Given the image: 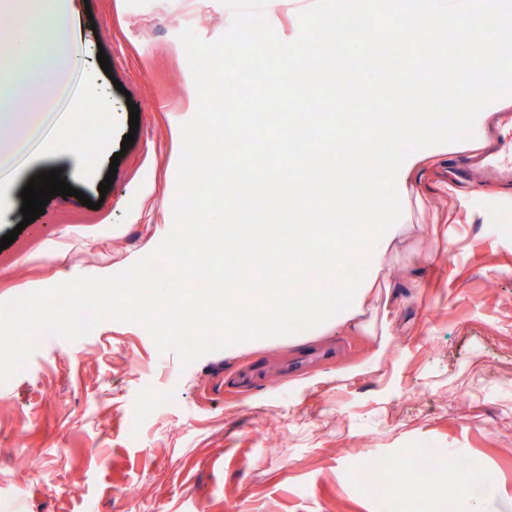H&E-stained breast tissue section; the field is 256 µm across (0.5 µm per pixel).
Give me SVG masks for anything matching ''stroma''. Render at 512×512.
Returning a JSON list of instances; mask_svg holds the SVG:
<instances>
[{"label": "stroma", "mask_w": 512, "mask_h": 512, "mask_svg": "<svg viewBox=\"0 0 512 512\" xmlns=\"http://www.w3.org/2000/svg\"><path fill=\"white\" fill-rule=\"evenodd\" d=\"M312 2L268 0L264 15L289 42ZM231 22L220 0H74L72 92L35 136L33 160L0 187V236L18 233L0 251V302L120 272L170 232L181 127L199 104L179 35L213 41ZM87 84L111 111H87ZM489 110L471 138L432 146L398 181L402 244L374 288L371 332L315 327L187 366L136 323L41 338L0 383V512H420L359 479L367 460L416 451L435 462L432 512H512V185L475 188L450 172L487 145L505 108ZM63 120L82 126L78 145L54 136ZM57 168L95 208L57 195L23 224L22 189ZM248 363L266 375L236 391ZM452 455L472 476L460 491Z\"/></svg>", "instance_id": "stroma-1"}]
</instances>
